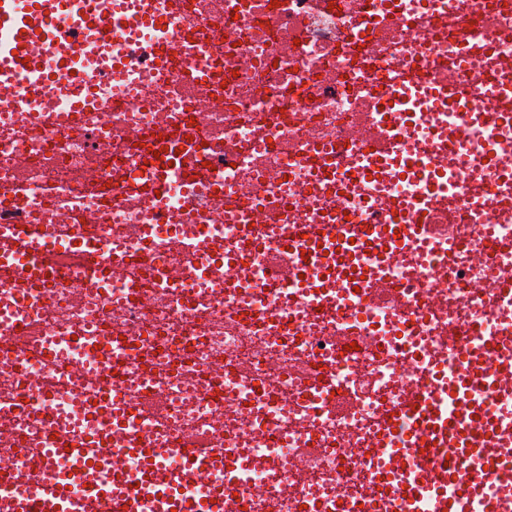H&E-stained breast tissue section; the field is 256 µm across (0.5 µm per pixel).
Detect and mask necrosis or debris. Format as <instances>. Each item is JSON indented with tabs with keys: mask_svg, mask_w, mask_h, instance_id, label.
Segmentation results:
<instances>
[{
	"mask_svg": "<svg viewBox=\"0 0 512 512\" xmlns=\"http://www.w3.org/2000/svg\"><path fill=\"white\" fill-rule=\"evenodd\" d=\"M270 2L112 0L84 112L48 47L54 83L0 100V512L64 465L49 435L106 443L133 483L143 448L223 456L181 489L224 512H406L391 416L512 322V111L454 103L470 72L512 83V0ZM343 222L422 236L312 272L297 242ZM414 466L512 512L481 460Z\"/></svg>",
	"mask_w": 512,
	"mask_h": 512,
	"instance_id": "1",
	"label": "necrosis or debris"
}]
</instances>
